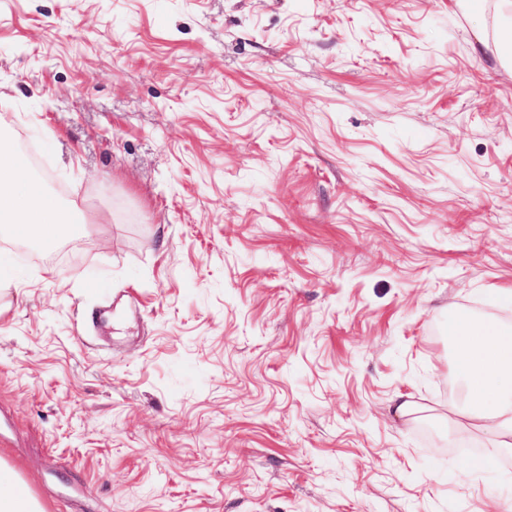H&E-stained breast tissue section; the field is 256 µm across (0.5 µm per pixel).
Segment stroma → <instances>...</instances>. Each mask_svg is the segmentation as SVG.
Listing matches in <instances>:
<instances>
[{"label":"stroma","instance_id":"stroma-1","mask_svg":"<svg viewBox=\"0 0 512 512\" xmlns=\"http://www.w3.org/2000/svg\"><path fill=\"white\" fill-rule=\"evenodd\" d=\"M504 16L0 0V114L91 217L0 247V459L45 512H512L448 426L451 322L512 328Z\"/></svg>","mask_w":512,"mask_h":512}]
</instances>
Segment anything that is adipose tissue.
<instances>
[{
	"mask_svg": "<svg viewBox=\"0 0 512 512\" xmlns=\"http://www.w3.org/2000/svg\"><path fill=\"white\" fill-rule=\"evenodd\" d=\"M77 203L49 197L23 164L0 161V224L22 227L23 236L53 246L77 224ZM455 367L467 391L454 407V422L486 437L493 454H512V332L469 316L448 336ZM0 512H44L17 474L0 461Z\"/></svg>",
	"mask_w": 512,
	"mask_h": 512,
	"instance_id": "adipose-tissue-1",
	"label": "adipose tissue"
}]
</instances>
